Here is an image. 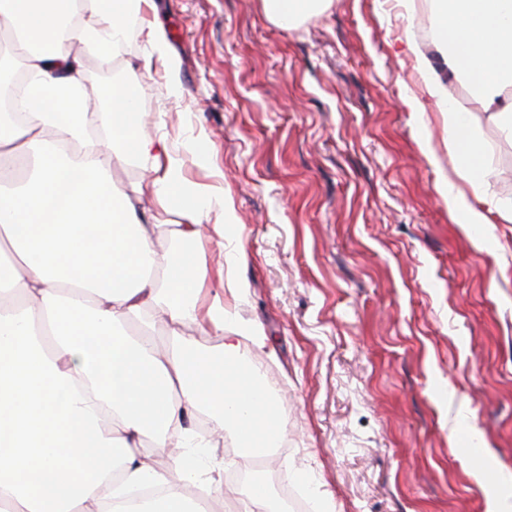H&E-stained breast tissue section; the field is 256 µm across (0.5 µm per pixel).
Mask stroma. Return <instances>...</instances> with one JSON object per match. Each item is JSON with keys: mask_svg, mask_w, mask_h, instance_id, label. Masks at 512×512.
<instances>
[{"mask_svg": "<svg viewBox=\"0 0 512 512\" xmlns=\"http://www.w3.org/2000/svg\"><path fill=\"white\" fill-rule=\"evenodd\" d=\"M180 64L172 97L145 65L139 23L109 63L82 55L86 94L106 82L140 101L176 145L187 185L233 201L238 240L208 243L207 294L241 279L235 311L269 352H242L283 398L293 469L335 512H489L457 450L466 414L512 472V223L491 214L487 248L437 190L455 173L444 119L404 52L397 0H328L285 31L262 0H157ZM487 197L512 202V132L475 98ZM244 461L231 436L199 451L202 512H234Z\"/></svg>", "mask_w": 512, "mask_h": 512, "instance_id": "1", "label": "stroma"}]
</instances>
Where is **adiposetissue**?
Returning a JSON list of instances; mask_svg holds the SVG:
<instances>
[{
    "mask_svg": "<svg viewBox=\"0 0 512 512\" xmlns=\"http://www.w3.org/2000/svg\"><path fill=\"white\" fill-rule=\"evenodd\" d=\"M262 2L289 31L326 0ZM432 4L449 67L467 76L495 123L512 128V0ZM154 8V0H0V31L10 32L33 78L23 120L0 117V147H32L47 131L56 140L25 183L0 168V263L13 270L0 282V512H126L129 489L144 486L162 491L144 512H192L179 479L194 469V449L227 432L244 455L257 457L283 434L277 398L241 352L245 338L265 348L263 331L221 300L201 302L203 222L220 209L215 235L236 237L230 199L185 185L166 139L142 124L135 95L111 86L93 107L84 91L80 54L110 61L136 19L149 46L145 64L158 60L177 73L164 27L145 18ZM405 49L444 116L456 174L473 194L447 181L439 192L464 223L483 226L480 126L449 105L444 80L413 36ZM92 125L105 132L107 150L74 158L59 151ZM116 159L149 162L153 175L120 189L110 178ZM147 194L179 216V253L153 249L152 227L135 205ZM158 314L178 325L204 322L224 342L203 350L179 335L159 354L127 328L134 317L151 326ZM197 413L210 417L209 433L191 425ZM147 439L176 449V474L140 459Z\"/></svg>",
    "mask_w": 512,
    "mask_h": 512,
    "instance_id": "obj_1",
    "label": "adipose tissue"
}]
</instances>
